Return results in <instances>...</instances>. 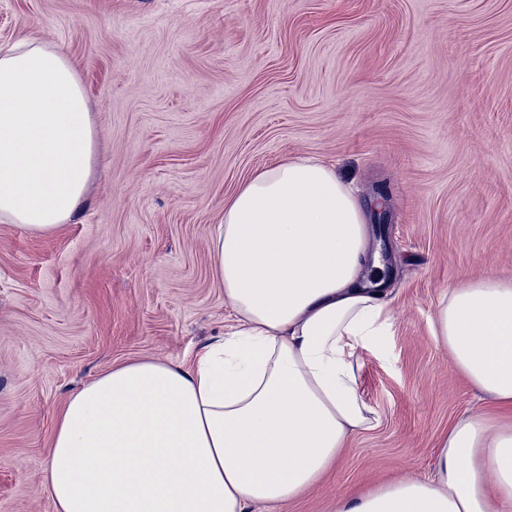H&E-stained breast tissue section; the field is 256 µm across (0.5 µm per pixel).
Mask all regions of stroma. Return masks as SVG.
I'll use <instances>...</instances> for the list:
<instances>
[{
    "label": "stroma",
    "mask_w": 512,
    "mask_h": 512,
    "mask_svg": "<svg viewBox=\"0 0 512 512\" xmlns=\"http://www.w3.org/2000/svg\"><path fill=\"white\" fill-rule=\"evenodd\" d=\"M63 46L98 133L77 220L0 223V512L44 486L68 395L113 366L179 360L235 315L209 236L249 177L319 158L387 209L385 350L355 353L375 412L307 494L256 512H336L431 473L478 400L431 324L448 288L512 277V0H0V47Z\"/></svg>",
    "instance_id": "35a3bbf8"
}]
</instances>
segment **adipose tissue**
Here are the masks:
<instances>
[{
  "instance_id": "obj_1",
  "label": "adipose tissue",
  "mask_w": 512,
  "mask_h": 512,
  "mask_svg": "<svg viewBox=\"0 0 512 512\" xmlns=\"http://www.w3.org/2000/svg\"><path fill=\"white\" fill-rule=\"evenodd\" d=\"M97 132L63 47L0 53V223L47 234L74 222ZM236 312L180 361L133 360L72 392L44 484L56 512H252L303 495L370 423L355 352L383 348L390 311L366 210L335 169L298 158L262 170L210 234ZM453 368L512 405V279L445 292L432 326ZM336 512H512V425L458 418L429 476L348 496Z\"/></svg>"
}]
</instances>
